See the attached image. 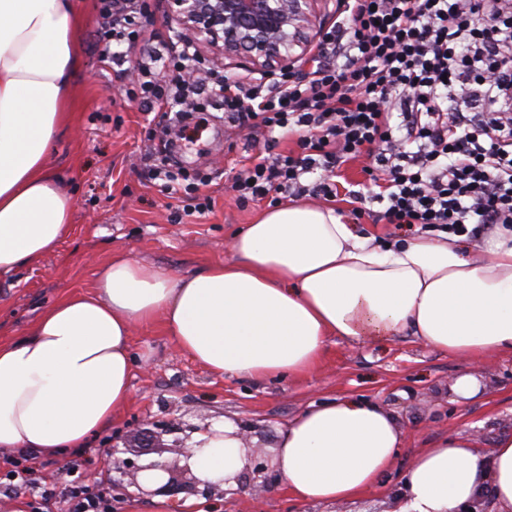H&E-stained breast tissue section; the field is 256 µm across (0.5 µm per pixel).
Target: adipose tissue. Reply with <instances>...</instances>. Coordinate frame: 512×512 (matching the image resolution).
Masks as SVG:
<instances>
[{
	"label": "adipose tissue",
	"instance_id": "obj_1",
	"mask_svg": "<svg viewBox=\"0 0 512 512\" xmlns=\"http://www.w3.org/2000/svg\"><path fill=\"white\" fill-rule=\"evenodd\" d=\"M82 21L78 0H0V279L38 265L70 229L73 200L47 156L68 126ZM229 250L178 275L112 256L91 291L64 295L0 342V450L87 448L131 397L134 328L157 320L210 372L256 382L312 371L332 336L405 334L470 361L512 353V231L469 246L444 232L381 246L334 209L286 203ZM239 430L228 420L196 434L197 478L235 488L247 462ZM403 443L381 404L334 398L279 429L275 463L294 498L342 502L380 486ZM404 487L396 512H459L485 493L512 512V431L486 455L459 433L434 441Z\"/></svg>",
	"mask_w": 512,
	"mask_h": 512
}]
</instances>
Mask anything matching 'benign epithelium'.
<instances>
[{
	"instance_id": "obj_1",
	"label": "benign epithelium",
	"mask_w": 512,
	"mask_h": 512,
	"mask_svg": "<svg viewBox=\"0 0 512 512\" xmlns=\"http://www.w3.org/2000/svg\"><path fill=\"white\" fill-rule=\"evenodd\" d=\"M170 11L183 20L188 31L184 36L187 44H195L200 38L214 45L222 44L224 57L239 61L250 73L266 78L278 71H292L315 35L320 17L330 13L332 0H168ZM199 427L182 422L162 420L156 429L133 435V447L153 448L161 455L176 452L173 459L138 463L136 458H119V443L125 437L112 438L110 456L113 471L119 474L112 479V495H128V486L138 484V475L146 470H160L167 475L166 482L155 489H141V493L171 498L181 493L201 496L208 500L224 496L223 482L198 479L189 460L194 446L185 445L190 434ZM184 434L173 444L163 442V436ZM262 487L274 485L276 474L272 458L253 450L248 452L247 463L238 476L239 489L244 490L256 479Z\"/></svg>"
}]
</instances>
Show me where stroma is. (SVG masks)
Wrapping results in <instances>:
<instances>
[{"label": "stroma", "instance_id": "1", "mask_svg": "<svg viewBox=\"0 0 512 512\" xmlns=\"http://www.w3.org/2000/svg\"><path fill=\"white\" fill-rule=\"evenodd\" d=\"M142 20L147 36L177 45L183 26L166 0H149ZM86 20L77 34L82 67L74 81L79 106L71 129L50 150L47 162L66 176L73 198L71 227L57 250L39 265L0 279V340L20 336L62 295L86 291L98 269L112 255L123 254L180 274L228 257L227 242L241 227L268 209V202L239 203L230 185L262 149L264 136L225 135L223 110L204 114L199 141L179 143L165 157L167 169L210 179L212 213L198 220L186 216L190 199L168 193L163 181L151 179L140 157L158 146L162 127L175 118V107L145 112L116 92L128 84L134 57L103 61L97 43L98 0H82ZM363 159L346 164L339 177V199L333 207L356 235L388 244L407 238L394 225L365 220L353 224L354 192L363 190ZM132 349L147 368L137 370L132 395L112 429L93 442L107 449L113 434L175 419L194 426L240 423L248 445L270 451L277 429L310 403L347 396L378 402L402 424L405 446L388 476L385 490L336 503L292 498L282 483L265 493L264 512H393L401 477L417 451L444 435L463 433L490 451L498 434L512 429V355L488 357L472 364L423 345L410 336L374 342L330 337L319 366L307 375L270 383L211 374L181 353L160 322L136 327ZM464 375L480 385L470 399L452 387Z\"/></svg>", "mask_w": 512, "mask_h": 512}]
</instances>
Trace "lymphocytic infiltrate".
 Wrapping results in <instances>:
<instances>
[{"label": "lymphocytic infiltrate", "mask_w": 512, "mask_h": 512, "mask_svg": "<svg viewBox=\"0 0 512 512\" xmlns=\"http://www.w3.org/2000/svg\"><path fill=\"white\" fill-rule=\"evenodd\" d=\"M303 74L271 85L224 75H189V51L169 57L176 75L159 79L158 54L136 59L129 101L149 109L222 106L240 132L286 130L297 153L254 157L233 185L240 201L337 197V169L365 157L373 186L353 213L379 204L376 220L396 228L458 236L485 226L512 228V0H339ZM142 0H101L97 39L104 58L144 41ZM490 106L487 115L464 105ZM85 452L67 474L72 512H110L79 476L99 463Z\"/></svg>", "instance_id": "1"}]
</instances>
